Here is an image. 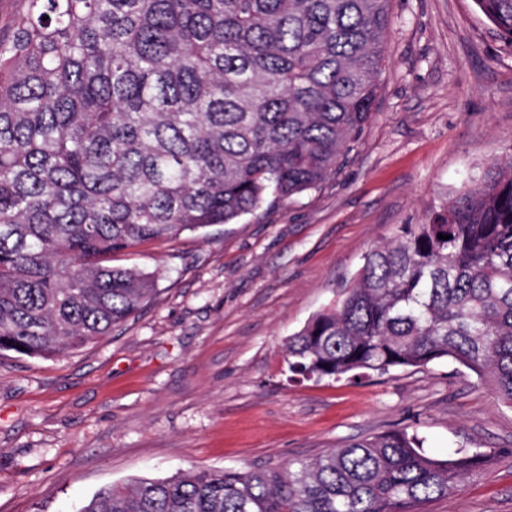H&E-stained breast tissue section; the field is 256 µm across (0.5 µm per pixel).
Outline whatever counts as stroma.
<instances>
[{
    "instance_id": "1",
    "label": "stroma",
    "mask_w": 512,
    "mask_h": 512,
    "mask_svg": "<svg viewBox=\"0 0 512 512\" xmlns=\"http://www.w3.org/2000/svg\"><path fill=\"white\" fill-rule=\"evenodd\" d=\"M358 147L318 189L236 224L117 255L157 292L99 342L0 355V512H78L102 486L181 469L282 466L396 429L492 458L418 512H512V406L450 359L321 381L288 336L363 255L512 153V48L474 0H391Z\"/></svg>"
}]
</instances>
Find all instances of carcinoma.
Returning <instances> with one entry per match:
<instances>
[{"label": "carcinoma", "instance_id": "obj_1", "mask_svg": "<svg viewBox=\"0 0 512 512\" xmlns=\"http://www.w3.org/2000/svg\"><path fill=\"white\" fill-rule=\"evenodd\" d=\"M475 3L512 46V0ZM389 4L22 0L0 35V355L106 338L157 291L115 255L334 175L372 115ZM285 354L334 380L451 358L512 405V158L371 248ZM490 457L433 458L395 430L278 468L108 485L79 512H416Z\"/></svg>", "mask_w": 512, "mask_h": 512}]
</instances>
